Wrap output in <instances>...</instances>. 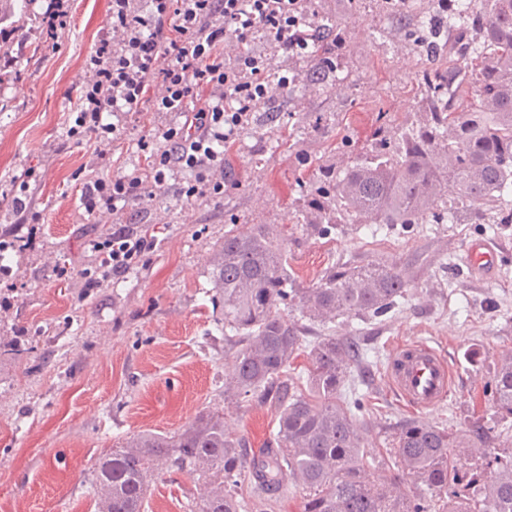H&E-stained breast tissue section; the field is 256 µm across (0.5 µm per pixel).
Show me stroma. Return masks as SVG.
<instances>
[{"mask_svg": "<svg viewBox=\"0 0 512 512\" xmlns=\"http://www.w3.org/2000/svg\"><path fill=\"white\" fill-rule=\"evenodd\" d=\"M110 0H68L56 50L41 46L43 0H0V50L16 58L0 71V238L8 251L11 302L0 308V512H94L90 471L105 449L142 433L172 435L200 412H219L245 443L247 457L270 447L272 405L224 400L232 357L216 329L210 264L224 232L267 224L288 241V262L303 284L332 262L382 258L414 280L398 314L369 326L372 377L360 389L366 451L385 430L415 420L451 430L481 418L506 429L485 398L498 361L512 355V224L394 225L390 232L349 230L332 239L302 236L295 215L319 173L308 159L335 150L346 159L384 119L402 124L418 97L415 46L390 0H311L313 29L336 25L339 86L313 83L311 59L292 58L257 31L249 47L275 74L294 73L287 91L257 108L224 169V192L182 197L187 174L129 209L123 221L154 227L159 243L143 266L89 287L95 241L114 218L84 217L78 188L86 175L109 174L96 143L71 137L86 57L107 30ZM180 121L173 112L129 113L110 151L120 170L145 168L141 139ZM321 134H314L312 125ZM39 223L18 224L15 186L27 170ZM491 242L500 265L473 279L465 247ZM424 340L451 366L452 392L420 411L390 390V350ZM199 492L193 475L155 474L143 512H189Z\"/></svg>", "mask_w": 512, "mask_h": 512, "instance_id": "1", "label": "stroma"}]
</instances>
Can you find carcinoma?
<instances>
[{
  "instance_id": "carcinoma-1",
  "label": "carcinoma",
  "mask_w": 512,
  "mask_h": 512,
  "mask_svg": "<svg viewBox=\"0 0 512 512\" xmlns=\"http://www.w3.org/2000/svg\"><path fill=\"white\" fill-rule=\"evenodd\" d=\"M419 17L409 31L420 55L414 120L395 137L380 125L345 166L318 159L321 180L297 217L303 234L329 238L345 224H512V0H478L470 14L440 22ZM314 57L317 76H335L331 42L317 41ZM212 282L216 326L233 352L224 399L274 405L276 447L247 459L243 440L213 412L174 435L140 434L95 462L96 512H142L161 464L203 483L192 512H251L237 492L247 479L266 501L301 488L303 512H512V435L492 426L404 421L385 451H364L359 397L345 388L362 348L331 324L387 319L413 287L406 268L335 262L305 286L288 272L283 241L254 224L224 231ZM305 349L303 387L293 361ZM486 392L512 418V357L500 359ZM386 461L443 498L442 509L410 496L400 479L370 482L365 468Z\"/></svg>"
}]
</instances>
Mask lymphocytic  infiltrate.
Instances as JSON below:
<instances>
[{
  "label": "lymphocytic infiltrate",
  "instance_id": "1",
  "mask_svg": "<svg viewBox=\"0 0 512 512\" xmlns=\"http://www.w3.org/2000/svg\"><path fill=\"white\" fill-rule=\"evenodd\" d=\"M306 19V0H151L147 11L138 0H112L110 34L87 58L91 79L75 106L70 134L109 144L120 130L105 122V113L136 112L145 105L179 113L183 122L162 131L160 144L149 149L148 173L86 178L79 197L84 215L122 213L147 187H163L178 168L194 174L186 197L223 193L225 145L249 126L254 109L271 98L274 86L290 82L286 76L270 82L266 57L245 45L261 29L273 32L288 55L307 57ZM230 41L241 47L232 67L222 50ZM153 85L161 92L152 97ZM156 245V237L140 225L121 224L94 248L102 274L122 276Z\"/></svg>",
  "mask_w": 512,
  "mask_h": 512
}]
</instances>
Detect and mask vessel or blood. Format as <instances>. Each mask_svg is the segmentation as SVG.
Segmentation results:
<instances>
[{
	"instance_id": "obj_1",
	"label": "vessel or blood",
	"mask_w": 512,
	"mask_h": 512,
	"mask_svg": "<svg viewBox=\"0 0 512 512\" xmlns=\"http://www.w3.org/2000/svg\"><path fill=\"white\" fill-rule=\"evenodd\" d=\"M498 254L486 241H475L466 248V264L477 277L497 268ZM390 388L413 407L429 411L447 397L451 369L444 355L426 342L413 340L393 350L386 370Z\"/></svg>"
}]
</instances>
